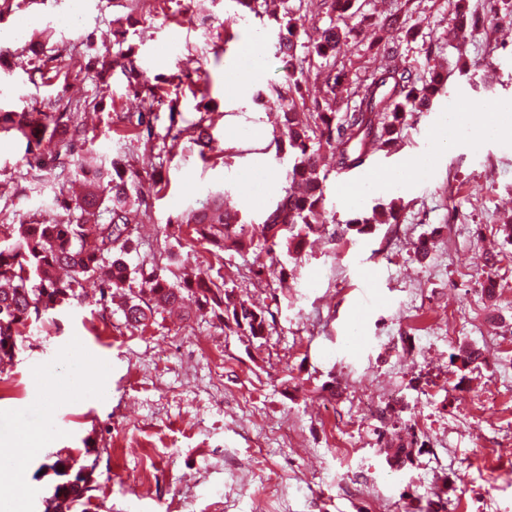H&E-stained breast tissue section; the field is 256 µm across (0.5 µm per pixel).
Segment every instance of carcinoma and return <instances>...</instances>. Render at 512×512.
<instances>
[{"mask_svg":"<svg viewBox=\"0 0 512 512\" xmlns=\"http://www.w3.org/2000/svg\"><path fill=\"white\" fill-rule=\"evenodd\" d=\"M282 23L279 25L277 53L292 62L288 78L270 86L267 103L282 110V133L274 139L277 154L289 158L288 187L269 209L261 223L249 226L239 212L224 207V194H214L209 203L188 206L176 217L177 234L192 232L208 244L224 250H239L258 238L267 250L282 248L300 252L305 234L327 224L324 183L328 172L322 169V153L332 152L335 172L347 173L364 166L376 151L390 154L397 150L407 118L414 112H428L434 100L446 93L445 78L437 72L419 77L405 66L385 65L366 79H354L336 62L342 43L355 35L370 17L360 12L358 0H280ZM411 0H402L384 14L379 29L404 30L401 15L410 10ZM316 6L329 18L319 37L307 43L303 6ZM356 23L349 24L350 20ZM456 19L460 25L476 27L478 19L470 14L468 0H456ZM305 49L300 54L298 49ZM321 60L316 77L321 80L323 100L307 102L303 83L308 75L305 63L312 57ZM97 75L121 68L134 94L140 97L141 110L126 116L131 130L150 126L154 103L161 102V87L151 83L139 69L132 48L119 49L111 59L94 58ZM360 99L357 109L339 112L342 94ZM307 110L309 121L297 120L298 110ZM85 108L77 103L65 112H1L0 128L14 129L27 141L29 164L39 169L58 171L62 183L79 176L86 165L82 151L88 138L82 120ZM205 118L177 130L172 139L186 138L206 159L223 149L209 132ZM94 177L83 178V193L68 200L56 199L62 211L37 222L11 219L7 208L0 209V368L13 362L17 341L28 322H38L72 299L83 297L84 284L104 274L98 303L120 298L126 323L145 327L155 313L172 308L196 307L213 314L222 326L233 328L249 339L264 336L268 311L245 301H237L224 288L222 276L201 273L182 280L176 273L153 262L130 269L125 255L132 242L133 225L148 216L147 204L134 197L141 174L128 161L119 158L109 164H97ZM378 218L354 217L344 222L342 231L360 234L371 229ZM139 280L133 289L132 281ZM422 451L411 440L388 449L385 460L391 467L413 463ZM44 467L58 478L51 504L44 512L73 509L90 498L94 490V470L76 465L71 459L58 458Z\"/></svg>","mask_w":512,"mask_h":512,"instance_id":"cac0c4a2","label":"carcinoma"}]
</instances>
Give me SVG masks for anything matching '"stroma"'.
Masks as SVG:
<instances>
[{"instance_id":"1","label":"stroma","mask_w":512,"mask_h":512,"mask_svg":"<svg viewBox=\"0 0 512 512\" xmlns=\"http://www.w3.org/2000/svg\"><path fill=\"white\" fill-rule=\"evenodd\" d=\"M455 17V0H414L406 23L418 32L409 41L391 33L390 61L420 73L435 67L447 92L409 118L397 152L375 153L358 171V202L347 199L345 176L326 181L337 221L393 200L397 221L319 236L293 259L253 244L217 257L196 238L164 233L189 204L219 191L243 219L261 222L286 187L288 161L273 143L278 115L255 100L288 74L273 17L242 13L233 0H196L188 19L172 0H33L0 15V33L17 36L0 53V110L83 102L88 148L141 172L151 217L133 232L129 266L177 252L188 274L221 273L235 299L274 316L252 341L207 311L159 312L137 330L118 304L94 305L92 282L85 298L27 327L0 371V449L28 427L47 435L9 489L22 512H44L56 478L41 466L59 456L96 466L85 512H164L179 500L195 501L197 512L218 500L223 512H394L398 503L426 505L443 484L446 512H512V244L498 231L512 224V139L444 138L450 107L479 118L512 99V26L485 19L428 53ZM119 31L146 76H163V94L178 100L177 114L160 109L153 124L152 142L168 157L157 177L122 120L140 106L126 77L111 71L100 93L83 53L90 40L95 54L112 56ZM254 43L258 64L246 51ZM23 55L39 56L41 69H22ZM190 57L208 76L222 160H202L168 133L201 117L196 81L180 74ZM465 57L481 61L477 77L460 75ZM386 61L369 27L338 58L361 79ZM232 70L248 84L229 86ZM382 173L389 182L377 183ZM54 187L52 171L28 167L25 138L0 131V203L38 219ZM420 241L426 254L414 252ZM275 261L284 278L255 277ZM491 274L500 286L490 298L482 285ZM463 346L479 354L465 368L452 359ZM364 399L378 414L360 410ZM415 434L422 454L391 469L384 448Z\"/></svg>"}]
</instances>
